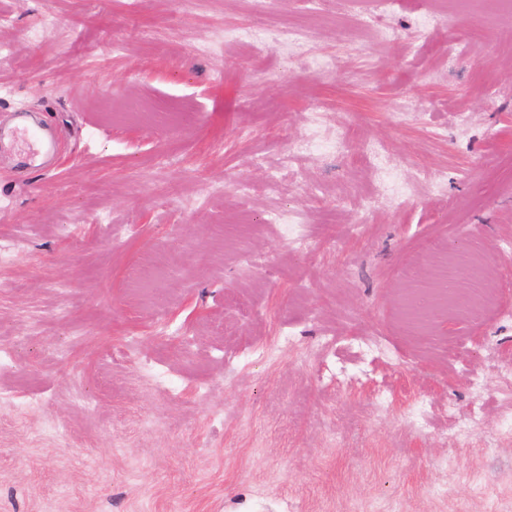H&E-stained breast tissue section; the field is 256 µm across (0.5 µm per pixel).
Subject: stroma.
<instances>
[{"instance_id":"obj_1","label":"stroma","mask_w":512,"mask_h":512,"mask_svg":"<svg viewBox=\"0 0 512 512\" xmlns=\"http://www.w3.org/2000/svg\"><path fill=\"white\" fill-rule=\"evenodd\" d=\"M373 10L0 0V512H512V13ZM452 248L494 309L412 323Z\"/></svg>"}]
</instances>
